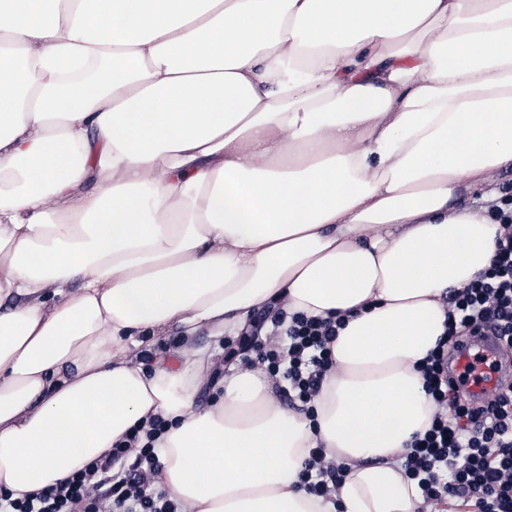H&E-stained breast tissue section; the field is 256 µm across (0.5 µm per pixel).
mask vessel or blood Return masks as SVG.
<instances>
[{"label":"vessel or blood","instance_id":"b4317fda","mask_svg":"<svg viewBox=\"0 0 512 512\" xmlns=\"http://www.w3.org/2000/svg\"><path fill=\"white\" fill-rule=\"evenodd\" d=\"M512 371V350L496 336H473L452 364L462 390L475 397L490 394L501 374Z\"/></svg>","mask_w":512,"mask_h":512}]
</instances>
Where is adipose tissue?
<instances>
[{
    "instance_id": "obj_1",
    "label": "adipose tissue",
    "mask_w": 512,
    "mask_h": 512,
    "mask_svg": "<svg viewBox=\"0 0 512 512\" xmlns=\"http://www.w3.org/2000/svg\"><path fill=\"white\" fill-rule=\"evenodd\" d=\"M510 165L512 0H0V485L158 415L190 512H426L417 366ZM270 304L346 321L314 420L261 368L203 409L205 356L137 359ZM318 446L331 500L298 486Z\"/></svg>"
}]
</instances>
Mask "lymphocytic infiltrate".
<instances>
[{
  "label": "lymphocytic infiltrate",
  "instance_id": "lymphocytic-infiltrate-1",
  "mask_svg": "<svg viewBox=\"0 0 512 512\" xmlns=\"http://www.w3.org/2000/svg\"><path fill=\"white\" fill-rule=\"evenodd\" d=\"M492 213L500 230L490 261L470 281L443 293L446 333L419 367L441 411L403 455L405 473L426 501L455 500L472 512H512V390L478 402L462 396L448 376L449 361L468 337L487 332L512 346L511 189H504ZM342 326L338 317L267 305L254 310L239 348L279 380L289 409L310 418ZM166 429L159 416L134 426L106 455L36 497L16 499L0 486V512H184L155 481L161 463L154 443ZM346 476V467L315 448L301 483L308 493L328 497Z\"/></svg>",
  "mask_w": 512,
  "mask_h": 512
}]
</instances>
